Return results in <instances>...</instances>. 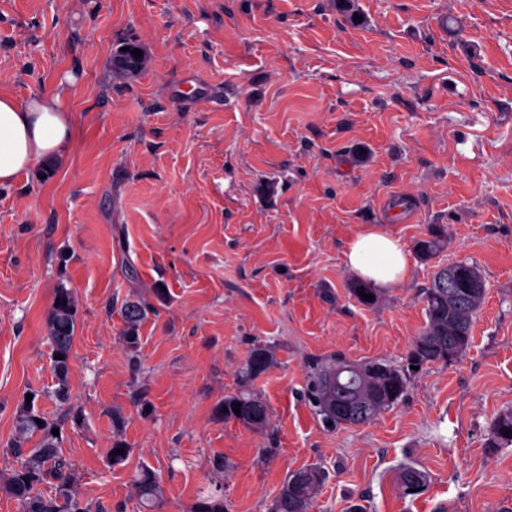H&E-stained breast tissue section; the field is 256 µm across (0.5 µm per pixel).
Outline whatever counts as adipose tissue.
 Here are the masks:
<instances>
[{
  "label": "adipose tissue",
  "instance_id": "obj_1",
  "mask_svg": "<svg viewBox=\"0 0 512 512\" xmlns=\"http://www.w3.org/2000/svg\"><path fill=\"white\" fill-rule=\"evenodd\" d=\"M73 127L61 94H33L20 100L0 94V185L46 159L64 157L72 146ZM347 264L360 278L388 287L409 275L408 256L398 240L375 227L357 232L346 252Z\"/></svg>",
  "mask_w": 512,
  "mask_h": 512
}]
</instances>
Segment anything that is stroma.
I'll list each match as a JSON object with an SVG mask.
<instances>
[{"label": "stroma", "mask_w": 512, "mask_h": 512, "mask_svg": "<svg viewBox=\"0 0 512 512\" xmlns=\"http://www.w3.org/2000/svg\"><path fill=\"white\" fill-rule=\"evenodd\" d=\"M130 41L134 73L112 66ZM0 92L63 93L74 130L51 175L0 186V445L37 390L106 512H134L143 464L163 512L216 482L225 512H267L309 466L328 477L308 512H512V446L489 445L512 409V0H0ZM369 224L410 276L366 306L345 253ZM436 227L448 246L423 259ZM460 260L486 288L469 347L371 422L326 429L307 362L402 363L423 288ZM61 284L79 427L46 396ZM131 300L149 307L133 351ZM258 344L276 360L253 384L262 430L217 411ZM117 440L131 455L112 469Z\"/></svg>", "instance_id": "stroma-1"}]
</instances>
